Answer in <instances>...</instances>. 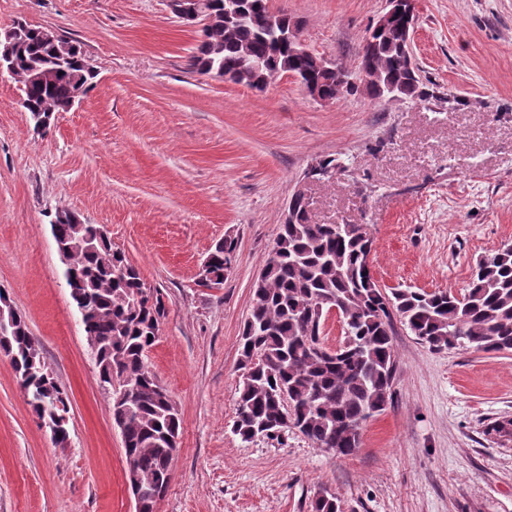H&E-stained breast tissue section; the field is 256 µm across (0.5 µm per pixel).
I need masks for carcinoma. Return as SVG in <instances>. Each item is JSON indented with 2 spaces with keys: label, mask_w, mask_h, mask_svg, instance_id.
<instances>
[{
  "label": "carcinoma",
  "mask_w": 512,
  "mask_h": 512,
  "mask_svg": "<svg viewBox=\"0 0 512 512\" xmlns=\"http://www.w3.org/2000/svg\"><path fill=\"white\" fill-rule=\"evenodd\" d=\"M250 19L224 27L223 0H211L214 25L190 57V68L208 75L236 69L247 54L301 74L315 72L322 90L339 99L354 90L340 76L345 68L320 70L308 57L275 46L265 31L263 0H242ZM374 80L364 85L371 98L396 89L402 99H440L420 87L407 69L405 37L398 19L361 45ZM44 74L38 81L32 72ZM14 76L22 84V107L32 123L63 112L77 89L88 91L96 77L81 47L46 28L28 26L14 59ZM293 220L280 225L274 252L253 289V305L239 339V383L234 433L245 442L254 430L273 421L293 427L317 448L354 454L362 425L385 410L396 373L394 319L432 349L474 348L512 351V242L479 259L465 293L387 290L364 272L373 242L362 224H313L307 205L295 200ZM54 238L76 247L66 279L72 301H87L83 320L100 384L123 375L133 380L126 404L110 396L112 419L120 429L124 454L142 481L155 484L171 474L181 418L177 405L146 363L166 315L160 294L147 288L124 251L98 237V226L84 224L62 209L50 221ZM235 241L216 244L209 254V285L224 284L225 253ZM0 290V348L10 356L37 416L44 408L67 413V398L40 356L25 316L5 303ZM337 307L348 321L350 344L341 355L312 349L321 336L318 305ZM310 512H342L338 498L325 494L310 502Z\"/></svg>",
  "instance_id": "obj_1"
}]
</instances>
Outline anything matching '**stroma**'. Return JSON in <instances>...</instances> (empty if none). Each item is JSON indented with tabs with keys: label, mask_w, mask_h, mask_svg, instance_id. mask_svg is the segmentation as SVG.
<instances>
[{
	"label": "stroma",
	"mask_w": 512,
	"mask_h": 512,
	"mask_svg": "<svg viewBox=\"0 0 512 512\" xmlns=\"http://www.w3.org/2000/svg\"><path fill=\"white\" fill-rule=\"evenodd\" d=\"M318 55L358 72L385 0H271ZM412 49L440 100L324 104L274 77L261 91L189 68L201 28L166 0H0V31L26 22L81 46L96 78L36 133L22 85L0 76V290L21 311L68 397L55 444L0 351V512H135L122 436L101 387L50 229L68 209L102 227L161 294L148 363L181 416L156 512H512V352L434 350L396 325L386 409L339 457L286 429L233 432L239 338L252 284L295 189L315 224H363L384 288L463 292L477 260L512 240V0H417ZM332 157L329 178L304 182ZM236 242L222 286L197 272Z\"/></svg>",
	"instance_id": "35a3bbf8"
}]
</instances>
